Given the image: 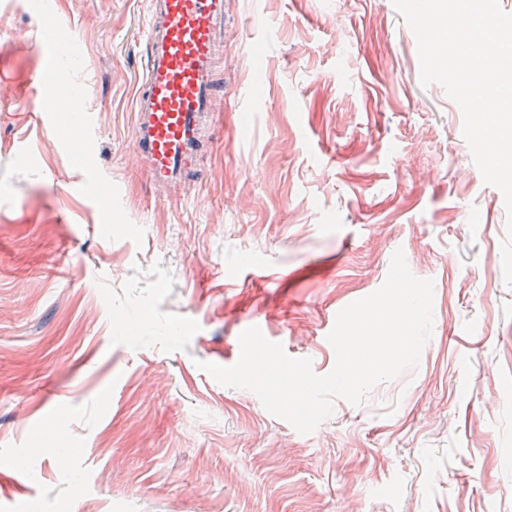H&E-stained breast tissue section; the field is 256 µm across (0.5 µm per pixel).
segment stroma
<instances>
[{
  "instance_id": "1",
  "label": "stroma",
  "mask_w": 512,
  "mask_h": 512,
  "mask_svg": "<svg viewBox=\"0 0 512 512\" xmlns=\"http://www.w3.org/2000/svg\"><path fill=\"white\" fill-rule=\"evenodd\" d=\"M52 2L66 59L41 0H0V512H512L504 198L392 0H227L202 177L160 193L141 0ZM53 69L84 156L21 106ZM399 249L434 282L420 362L312 434L197 368L255 323L327 374Z\"/></svg>"
}]
</instances>
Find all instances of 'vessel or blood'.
Wrapping results in <instances>:
<instances>
[{
  "label": "vessel or blood",
  "instance_id": "vessel-or-blood-1",
  "mask_svg": "<svg viewBox=\"0 0 512 512\" xmlns=\"http://www.w3.org/2000/svg\"><path fill=\"white\" fill-rule=\"evenodd\" d=\"M224 0H143L144 56L131 148L151 185L192 181L217 108Z\"/></svg>",
  "mask_w": 512,
  "mask_h": 512
}]
</instances>
